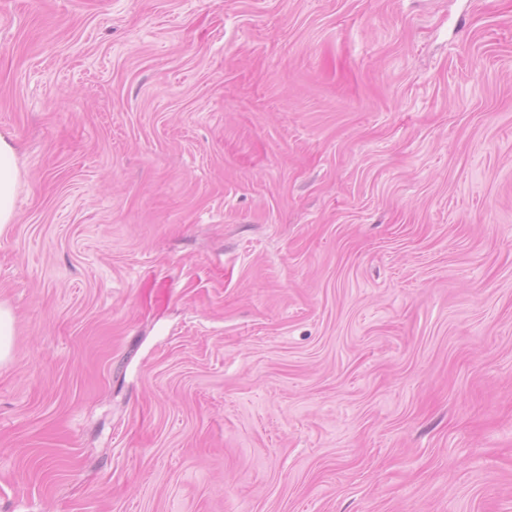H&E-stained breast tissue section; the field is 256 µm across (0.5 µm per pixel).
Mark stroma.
Here are the masks:
<instances>
[{
    "instance_id": "1",
    "label": "stroma",
    "mask_w": 512,
    "mask_h": 512,
    "mask_svg": "<svg viewBox=\"0 0 512 512\" xmlns=\"http://www.w3.org/2000/svg\"><path fill=\"white\" fill-rule=\"evenodd\" d=\"M0 512H512V0H0ZM19 185L17 149L11 136L0 134V237L7 235L15 223ZM13 322L11 311L0 305V362L7 360L11 355Z\"/></svg>"
}]
</instances>
